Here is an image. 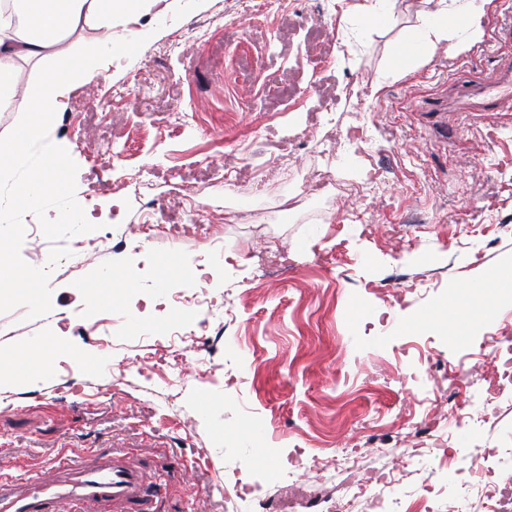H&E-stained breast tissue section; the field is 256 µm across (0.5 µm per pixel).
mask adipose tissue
<instances>
[{
    "mask_svg": "<svg viewBox=\"0 0 512 512\" xmlns=\"http://www.w3.org/2000/svg\"><path fill=\"white\" fill-rule=\"evenodd\" d=\"M164 0H11L12 13L0 14V109L24 113L19 138L0 142V174L27 170L31 176L17 201L37 206L65 178L61 158L51 166H34L31 150L41 146L49 122L77 82L101 66L102 49H115L116 25L135 24L139 14ZM451 15L437 9L425 13L405 55L429 59L437 43L447 40ZM33 59L45 66L39 82L18 88L17 62Z\"/></svg>",
    "mask_w": 512,
    "mask_h": 512,
    "instance_id": "ef3b65f1",
    "label": "adipose tissue"
}]
</instances>
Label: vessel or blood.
I'll list each match as a JSON object with an SVG mask.
<instances>
[{
    "instance_id": "1",
    "label": "vessel or blood",
    "mask_w": 512,
    "mask_h": 512,
    "mask_svg": "<svg viewBox=\"0 0 512 512\" xmlns=\"http://www.w3.org/2000/svg\"><path fill=\"white\" fill-rule=\"evenodd\" d=\"M462 98L486 112L512 97V76L494 84L472 81L461 85ZM151 491L141 469L122 456L106 454L83 466L60 455L44 470L28 477L0 470V512H101L118 502L126 512H145Z\"/></svg>"
}]
</instances>
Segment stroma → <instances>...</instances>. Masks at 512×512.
<instances>
[{
    "instance_id": "1",
    "label": "stroma",
    "mask_w": 512,
    "mask_h": 512,
    "mask_svg": "<svg viewBox=\"0 0 512 512\" xmlns=\"http://www.w3.org/2000/svg\"><path fill=\"white\" fill-rule=\"evenodd\" d=\"M375 3L170 0L135 32L115 27L124 50L67 94L33 152L63 157L66 183L35 209L9 204L23 174L0 183V263L18 279L41 271L50 310L37 315L19 282L0 291V468L124 454L161 485L152 512H232L235 467L279 512L375 483L400 459L403 512L427 484L440 512H473L489 467L512 483V390L450 379L478 357L494 372L512 340V282L490 278L512 261V111L452 112L444 132L424 111L512 70V40L496 36L512 0L480 15L473 0H390L384 26L368 22ZM439 8L460 18L452 40L472 19L481 37L403 58L420 14ZM338 125L364 137L328 163L321 136ZM274 161L285 172L262 199L229 191ZM319 172L336 184L327 207L280 210ZM259 204L269 223H243ZM116 211L146 228L125 247ZM192 218L204 232L172 240L169 225ZM18 224L40 239L14 236ZM88 238L98 251L74 263ZM262 245L280 249L277 271L255 259ZM109 269L139 277L99 281ZM35 341L39 362H20ZM458 409L480 430L455 424Z\"/></svg>"
}]
</instances>
